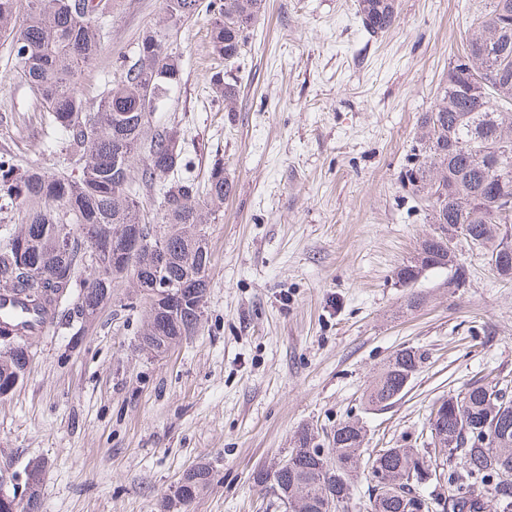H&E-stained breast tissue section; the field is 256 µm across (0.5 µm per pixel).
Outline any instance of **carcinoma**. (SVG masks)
I'll return each mask as SVG.
<instances>
[{"label": "carcinoma", "mask_w": 512, "mask_h": 512, "mask_svg": "<svg viewBox=\"0 0 512 512\" xmlns=\"http://www.w3.org/2000/svg\"><path fill=\"white\" fill-rule=\"evenodd\" d=\"M356 15L371 36L387 33L398 18V0H356ZM198 0H164L163 19L139 35L136 59L122 60L117 74L97 96L78 87V75L104 48L103 19L108 0H0V33H11L13 67L42 102L54 138L81 169L72 179L31 168L18 176L0 159V198L24 212L21 228L0 247V305L26 310L30 318L0 326V390L24 380L34 342L17 328L54 322L69 302V316L91 320L112 298L119 280L147 288L154 280V252L125 264L126 239L134 233L161 246L163 279L183 286L175 298L149 307L140 340L160 351L201 322L195 295L207 292L211 253L207 225L229 196L224 164H211L200 184L190 175L177 131L159 123V112L182 81V66L170 38L196 13ZM265 11V0H219L211 28L214 55L235 63L246 32ZM228 111L238 100L237 81L215 84ZM497 165L498 181L487 166ZM403 186L428 202L434 233L396 276L406 283L418 269H448L457 288L460 265L442 252L441 241L461 236L490 270L512 281V255L499 247L512 234V0H481L462 53L448 64V79L431 109L423 113L411 148ZM160 188L159 213L146 220L144 191ZM81 287L71 300L75 287ZM12 338H4L6 334ZM424 355L406 347L371 382L365 403L389 405L401 395ZM512 379L487 377L450 394L431 408L433 447L382 448L361 463L363 424L347 418L327 445L304 427L291 441L287 458L266 469L281 493L292 498L288 512H325L327 501L344 505L353 480L365 468L369 512H512ZM26 502L16 512H38L45 463L34 460ZM202 465L182 483L192 499L210 484ZM433 487L429 494L423 489Z\"/></svg>", "instance_id": "1"}]
</instances>
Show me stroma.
I'll list each match as a JSON object with an SVG mask.
<instances>
[{"instance_id": "obj_1", "label": "stroma", "mask_w": 512, "mask_h": 512, "mask_svg": "<svg viewBox=\"0 0 512 512\" xmlns=\"http://www.w3.org/2000/svg\"><path fill=\"white\" fill-rule=\"evenodd\" d=\"M209 2L171 39L183 75L161 114L199 179L220 158L232 184L208 226L203 321L164 354L141 349L145 301L124 280L95 319L45 329L23 383L0 398V492L43 461L40 512H160L202 463L212 481L180 512H285L253 475L302 426L324 438L357 418L368 457L427 434L437 399L512 376V282L462 241L465 287H449L445 269L396 277L435 230L400 173L475 0H399L395 26L375 38L354 0H267L231 66L211 53ZM162 14V0H112L86 93ZM221 70L241 87L231 112L212 91ZM46 141L42 105L0 37V156L77 177ZM404 347L424 352L419 370L393 404L367 407L366 388Z\"/></svg>"}]
</instances>
